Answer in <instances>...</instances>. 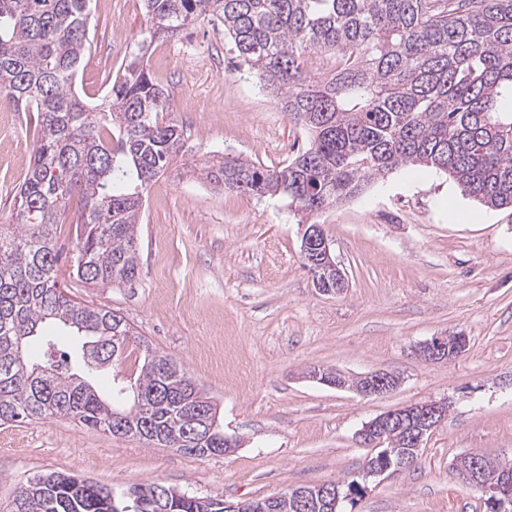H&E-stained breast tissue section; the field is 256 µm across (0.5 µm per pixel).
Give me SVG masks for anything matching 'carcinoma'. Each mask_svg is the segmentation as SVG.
I'll return each instance as SVG.
<instances>
[{"mask_svg": "<svg viewBox=\"0 0 512 512\" xmlns=\"http://www.w3.org/2000/svg\"><path fill=\"white\" fill-rule=\"evenodd\" d=\"M144 0V39L174 38L208 20L224 26L239 65L254 72L310 143L287 164L263 169L238 159L204 172L226 190L286 196L302 216L356 197L402 166L448 174L489 209L512 208V0ZM88 0H0V103L37 113L34 158L0 224V424L63 417L126 436L147 422L182 434L186 410L217 411L171 357L145 349L136 378L103 397L89 377L136 337L105 307L60 287L55 229L76 197L75 272L89 285L133 282L143 192L181 147L182 130L161 122L168 93L139 58L91 107L75 91L88 51ZM332 72L312 78L309 61ZM48 322L86 338L74 354L43 333ZM39 342L41 361L30 356ZM418 449L374 451L372 466ZM224 454L213 429L196 457ZM345 512L362 488L338 484ZM157 484L119 495L88 478L52 472L23 484L6 512H154ZM172 512H224V499L185 492Z\"/></svg>", "mask_w": 512, "mask_h": 512, "instance_id": "carcinoma-1", "label": "carcinoma"}]
</instances>
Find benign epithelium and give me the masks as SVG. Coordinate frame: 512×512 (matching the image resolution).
<instances>
[{"label":"benign epithelium","mask_w":512,"mask_h":512,"mask_svg":"<svg viewBox=\"0 0 512 512\" xmlns=\"http://www.w3.org/2000/svg\"><path fill=\"white\" fill-rule=\"evenodd\" d=\"M302 254L321 274H326L336 280V289L322 287V280L315 281L320 291L331 293L341 292L346 288V275L339 268L331 254L330 242L324 231L318 226L306 229L302 234ZM467 344L466 336L455 334L452 336H435L420 346V354L429 362H442L456 354L462 353ZM306 377L316 380L324 385L336 389H349L362 397L381 396L396 388L399 379L385 372H372L349 378L338 370H325L312 368L306 372ZM448 416V402L428 401L403 408L394 409L376 416L365 423L358 431L360 444L376 448L384 444L383 437H397L400 443L407 448H419L425 437L434 432ZM211 418L208 414L195 416L193 427L184 431L181 438L167 444L188 449L193 446H201L207 441V433L210 429ZM415 459L407 454L398 456L395 462L383 464L380 467L366 473V476H382L392 474L402 469L414 466ZM493 469L490 459L475 455L471 457L467 465L460 468V479L470 486L478 489L486 496H491V501L499 506L512 500V471L503 469L496 478L488 477ZM338 487L332 484L320 485L315 489L297 488L286 497L277 494L267 497L265 500L254 502H240L226 506L225 512H277L278 504L287 500L292 512H310L317 504H325L329 508L336 506Z\"/></svg>","instance_id":"1"}]
</instances>
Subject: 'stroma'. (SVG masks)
<instances>
[{
	"instance_id": "1",
	"label": "stroma",
	"mask_w": 512,
	"mask_h": 512,
	"mask_svg": "<svg viewBox=\"0 0 512 512\" xmlns=\"http://www.w3.org/2000/svg\"><path fill=\"white\" fill-rule=\"evenodd\" d=\"M87 54L76 89L97 102L142 54L169 93L184 146L144 192L139 275L116 288L71 277L78 200L55 240L62 288L122 315L153 350L174 358L218 406L240 446L196 458L111 436L71 420L0 425V505L38 474H76L118 490L156 483L237 503L358 477L372 454L357 432L379 414L447 400L448 418L425 438L417 464L370 479L349 512H483L454 458H512V208L463 196L445 173L403 167L358 197L315 216L346 274L338 294L316 288L301 257L300 216L287 198L206 182V163L262 167L292 159L307 134L238 66L223 26L199 22L142 44L143 0H90ZM38 134L32 112H0V224ZM464 333L465 352L441 363L418 347ZM311 367L384 371L400 383L365 398L302 379Z\"/></svg>"
}]
</instances>
